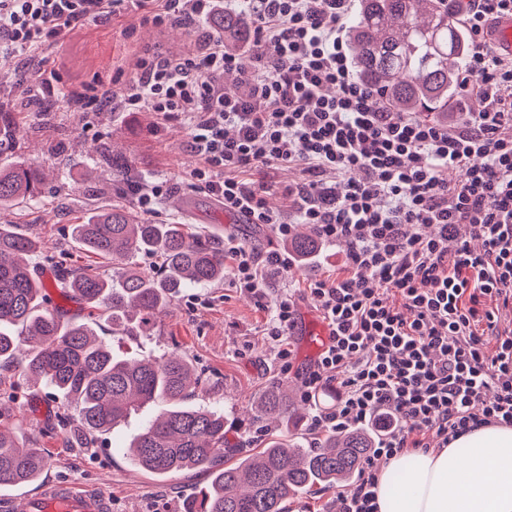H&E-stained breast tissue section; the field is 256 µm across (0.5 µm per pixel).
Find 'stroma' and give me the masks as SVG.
I'll use <instances>...</instances> for the list:
<instances>
[{
    "instance_id": "stroma-1",
    "label": "stroma",
    "mask_w": 512,
    "mask_h": 512,
    "mask_svg": "<svg viewBox=\"0 0 512 512\" xmlns=\"http://www.w3.org/2000/svg\"><path fill=\"white\" fill-rule=\"evenodd\" d=\"M131 36L120 35L111 20L91 21L66 32L62 47L50 57L63 84L77 89L99 80L134 78L138 61L148 50L160 47L179 53L189 50L199 34L209 32V21L191 28L173 22L157 28L126 16ZM44 112L30 115V128L17 140H0V164L23 161L49 171L42 202L22 203L8 215L24 225L39 241L33 261L38 272L50 264L89 266L106 270V260L76 248L71 227L87 213L103 205H127L133 216H142L131 191L116 190L112 170L95 165L98 148L122 152L132 166V179L166 182L167 193L151 213L153 222L189 224L203 236H233L258 252L285 250L269 226L240 224L225 218L223 207L187 176L197 160L187 150L183 125L178 118L161 120L153 112H86L60 96L43 100ZM345 258L341 244L324 245L318 259L308 265H292L288 275L272 278L269 286L290 291L297 324L287 341L291 370H283L279 347L263 334L270 311L263 299L236 287L231 279L187 288L173 301L166 315L157 319L151 335L113 336L109 342L120 356H159L171 351L192 361L204 388L198 404L222 411L227 422L226 445L260 449L271 438L292 434L307 447L325 436L314 428L313 411L304 407L302 381L320 348L318 338L304 339L305 321L321 324L322 318L307 298L306 282L335 274ZM288 388L298 410L289 423L256 419L253 404L271 385ZM0 404L22 419L48 457L38 482L24 486H0V512H22L41 484L75 483L85 490L112 498V512H183V506L207 480L202 473H169L157 476L135 466L127 456L131 438L153 419L158 409L147 405L121 425L100 433L93 447L67 444L57 429L59 403L45 384H31L21 368L0 370Z\"/></svg>"
}]
</instances>
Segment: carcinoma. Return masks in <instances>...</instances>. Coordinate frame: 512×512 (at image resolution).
<instances>
[{
  "instance_id": "carcinoma-1",
  "label": "carcinoma",
  "mask_w": 512,
  "mask_h": 512,
  "mask_svg": "<svg viewBox=\"0 0 512 512\" xmlns=\"http://www.w3.org/2000/svg\"><path fill=\"white\" fill-rule=\"evenodd\" d=\"M214 23L229 48L249 46L252 30L241 14L226 11ZM345 34L353 76L377 89L390 111L432 121L448 112L469 51L459 0H358ZM15 111L40 107L24 99L14 111L0 113L14 138L25 131ZM44 181V174L22 163L0 165V210L36 200ZM72 239L108 260L112 275L63 270L57 287L88 309L66 317L43 307L45 285L32 266L35 237L16 224H0V361L18 360L28 380L46 382L58 400L74 406L65 439L93 438L143 405H157L156 418L131 439L128 452L140 467L159 474L209 471L190 512H285L288 500L313 484L330 489L351 479L373 445L367 432H331L313 448L276 439L230 464L224 460V414L190 403L202 380L186 356H118L100 338L103 320L130 336L147 335L183 289L223 280V246L186 224L137 220L113 206L73 225ZM321 246L312 228L287 242L301 264ZM138 254L160 257V275L138 270L132 262ZM256 413L288 419L293 409L287 391L269 387L256 401ZM45 466L34 436L19 423L0 424V485L32 483Z\"/></svg>"
}]
</instances>
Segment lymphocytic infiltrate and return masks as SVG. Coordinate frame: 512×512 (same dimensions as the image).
<instances>
[{"mask_svg": "<svg viewBox=\"0 0 512 512\" xmlns=\"http://www.w3.org/2000/svg\"><path fill=\"white\" fill-rule=\"evenodd\" d=\"M226 9L249 16V50L205 34L186 53L152 52L123 88L90 84L71 99L95 112L179 114L198 159L190 175L226 212L284 239L309 224L321 241L346 243L337 274L305 287L330 335L303 398L337 383L336 405L316 425L376 430L337 512H378L376 461L512 426V328L495 320L512 304V58L491 43L512 0H466L472 49L459 89L476 109L458 126L389 111L352 76L341 38L349 0H0V59H24L38 101L60 89L47 52L79 25L125 14L193 24ZM228 73L239 79L233 95ZM284 166L305 176L287 190L286 218L265 199L269 172ZM473 236L482 251L471 250ZM224 255L235 284L254 294L291 266L233 237Z\"/></svg>", "mask_w": 512, "mask_h": 512, "instance_id": "obj_1", "label": "lymphocytic infiltrate"}]
</instances>
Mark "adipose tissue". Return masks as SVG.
Wrapping results in <instances>:
<instances>
[{"label": "adipose tissue", "instance_id": "1", "mask_svg": "<svg viewBox=\"0 0 512 512\" xmlns=\"http://www.w3.org/2000/svg\"><path fill=\"white\" fill-rule=\"evenodd\" d=\"M378 512H512V427L485 425L448 448L397 455L379 473Z\"/></svg>", "mask_w": 512, "mask_h": 512}]
</instances>
